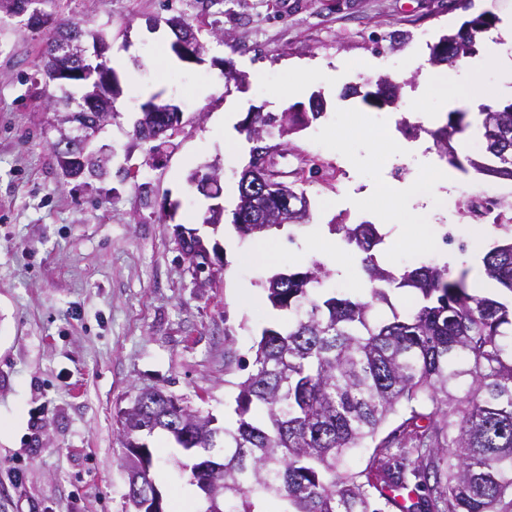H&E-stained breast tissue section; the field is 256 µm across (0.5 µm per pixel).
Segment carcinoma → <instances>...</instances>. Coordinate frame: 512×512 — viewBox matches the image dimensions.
I'll list each match as a JSON object with an SVG mask.
<instances>
[{
    "label": "carcinoma",
    "mask_w": 512,
    "mask_h": 512,
    "mask_svg": "<svg viewBox=\"0 0 512 512\" xmlns=\"http://www.w3.org/2000/svg\"><path fill=\"white\" fill-rule=\"evenodd\" d=\"M50 2L54 11L46 17L54 27L45 54L65 64V45L81 25L67 16L72 0ZM495 24L488 13L465 20L430 46V64L451 67L477 55L482 35ZM81 70L73 88L46 93L48 109L83 111V94L114 74L110 66L104 73L89 64ZM375 86L362 95L367 105L395 102L397 85L380 78ZM321 115L255 112L242 129L275 135L286 147L298 125ZM482 115L483 161L459 157L452 145L471 127L464 112L448 113L431 136L451 166L512 180V100ZM254 181L246 169L238 182L232 222L240 236L310 222L304 190L288 187L297 204L285 223L248 194ZM496 206L501 237L485 254L484 269L512 293V201L499 198ZM243 213L251 220L240 224ZM332 230L362 253L373 283L370 299L315 294L332 276L320 262L270 276L263 283L268 301L294 318L286 329L263 328L252 346V364L242 365L248 373L237 384L234 426L209 428L200 411L185 414L160 389L138 394L131 417L116 412L118 431L134 433L140 444L121 458L126 477L155 487L149 438L162 431L188 450L192 463L181 467L196 486L208 477L202 466L214 449L224 448V512H262L269 498L285 505L282 512H385L394 492L412 480L425 494L401 512H512V303L474 293L467 272L454 275L446 265L406 267L398 275L383 268L376 256L383 238L374 224H334ZM405 289L420 295L416 308L373 316L375 305L392 306L390 294ZM398 414L397 429L378 438ZM357 448L371 452L365 466L353 469L345 460Z\"/></svg>",
    "instance_id": "obj_1"
}]
</instances>
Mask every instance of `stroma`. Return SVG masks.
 <instances>
[{"label":"stroma","mask_w":512,"mask_h":512,"mask_svg":"<svg viewBox=\"0 0 512 512\" xmlns=\"http://www.w3.org/2000/svg\"><path fill=\"white\" fill-rule=\"evenodd\" d=\"M75 20L102 31L120 92L114 117L94 150L111 154L104 178L68 179L51 148L54 115L36 71L45 33L19 18L0 21V512H126V476L119 464L115 413L141 391L160 389L221 423L235 419L236 383L227 352L251 359L263 328L287 326L262 287L277 272L320 261L335 243L340 268L325 286L368 298L361 253L341 235L311 237L308 226L264 236L275 265L255 257L258 240L241 237L230 219L201 222L211 204L191 183L194 173L221 170L220 185H237L249 155L224 141L227 101L248 112L324 113L291 137L280 162L287 170L312 158L317 176L304 185L316 224H358L384 209L386 194L437 166L448 178L418 225L405 213L381 227L378 256L398 271L439 263L440 229L461 242L491 246L493 227L461 216L465 198H512V181L450 166L433 143L438 93L424 84L430 46L472 16L480 0H224L213 12L195 0H72ZM222 29L198 62L171 49L173 16ZM239 81L226 82L225 62ZM312 63L339 73L340 90L301 73ZM399 87L394 105L363 103L370 82ZM357 86L351 108L341 90ZM176 105L182 123L172 146L154 152L134 123L151 97ZM424 142L429 159L394 158L391 139ZM198 230L216 251L206 285L194 279L177 226ZM154 479L166 506L190 484L179 469L186 453L170 437H151Z\"/></svg>","instance_id":"1"}]
</instances>
